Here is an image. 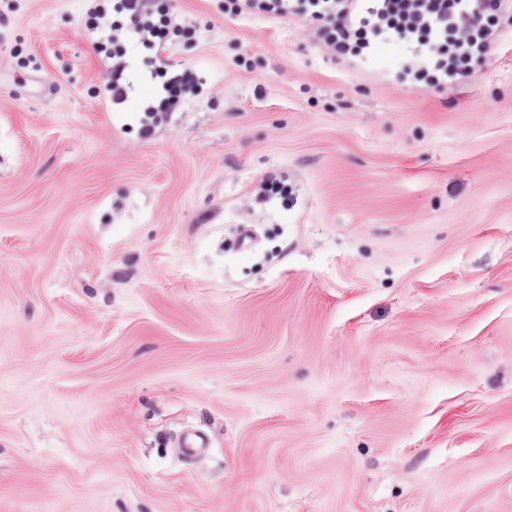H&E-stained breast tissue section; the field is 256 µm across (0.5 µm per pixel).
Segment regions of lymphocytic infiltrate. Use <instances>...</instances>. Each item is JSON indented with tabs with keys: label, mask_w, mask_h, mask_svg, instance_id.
Returning a JSON list of instances; mask_svg holds the SVG:
<instances>
[{
	"label": "lymphocytic infiltrate",
	"mask_w": 512,
	"mask_h": 512,
	"mask_svg": "<svg viewBox=\"0 0 512 512\" xmlns=\"http://www.w3.org/2000/svg\"><path fill=\"white\" fill-rule=\"evenodd\" d=\"M224 10L235 17L304 19L318 45L360 70L368 69L379 45L399 44L397 77L421 89L458 83L474 58L512 36L505 27L512 20V0H225ZM86 30L112 61L108 93L116 103L127 96L129 56L141 46L156 53L146 76L157 84L158 95L143 109L144 133H151L160 113L191 100L196 72L161 57L172 38L190 34L176 22L171 0H112Z\"/></svg>",
	"instance_id": "1"
}]
</instances>
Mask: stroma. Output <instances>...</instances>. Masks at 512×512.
I'll return each mask as SVG.
<instances>
[{"mask_svg": "<svg viewBox=\"0 0 512 512\" xmlns=\"http://www.w3.org/2000/svg\"><path fill=\"white\" fill-rule=\"evenodd\" d=\"M172 5L145 136L92 0H0V512H512V42L422 90Z\"/></svg>", "mask_w": 512, "mask_h": 512, "instance_id": "1", "label": "stroma"}]
</instances>
